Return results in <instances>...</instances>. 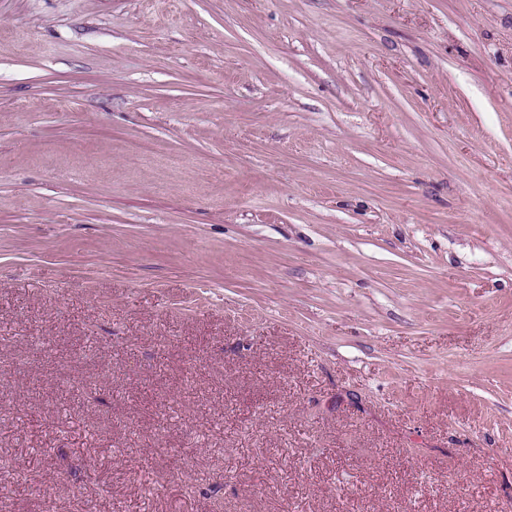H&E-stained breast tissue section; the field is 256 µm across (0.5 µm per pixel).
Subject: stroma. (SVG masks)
Returning a JSON list of instances; mask_svg holds the SVG:
<instances>
[{
	"mask_svg": "<svg viewBox=\"0 0 512 512\" xmlns=\"http://www.w3.org/2000/svg\"><path fill=\"white\" fill-rule=\"evenodd\" d=\"M0 512H512V0H0Z\"/></svg>",
	"mask_w": 512,
	"mask_h": 512,
	"instance_id": "35a3bbf8",
	"label": "stroma"
}]
</instances>
